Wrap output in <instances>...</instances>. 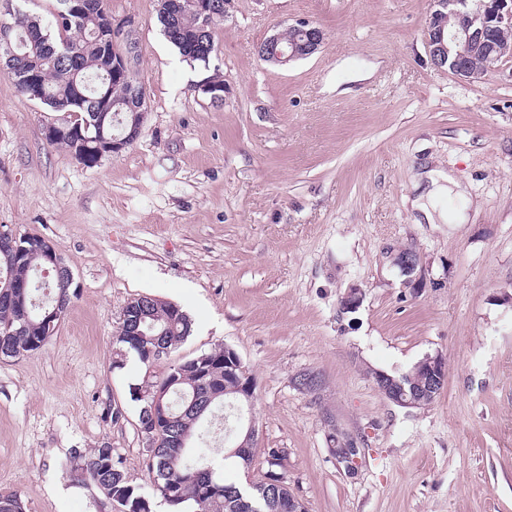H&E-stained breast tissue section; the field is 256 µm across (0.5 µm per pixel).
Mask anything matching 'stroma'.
Listing matches in <instances>:
<instances>
[{
    "mask_svg": "<svg viewBox=\"0 0 512 512\" xmlns=\"http://www.w3.org/2000/svg\"><path fill=\"white\" fill-rule=\"evenodd\" d=\"M109 7L131 24L147 91L121 154L89 168L47 143L49 110L0 73V231L51 241L78 287L43 348L0 359V491L25 512H120L63 468L72 449L108 448L151 492L133 387L226 345L256 383L255 460L227 463L226 480H260L283 448L308 512H512V57L478 82L434 66L433 0H230L216 105L158 0ZM298 20L323 30L318 51L261 61L256 46ZM426 165L465 188L441 206L467 223L414 222ZM409 247L419 288L395 263ZM352 288L364 297L349 312ZM141 296L193 322L149 367L116 341ZM436 353L448 375L429 405L397 406L373 381ZM304 372L316 391L294 386ZM331 419L359 442L356 475L330 452Z\"/></svg>",
    "mask_w": 512,
    "mask_h": 512,
    "instance_id": "stroma-1",
    "label": "stroma"
}]
</instances>
